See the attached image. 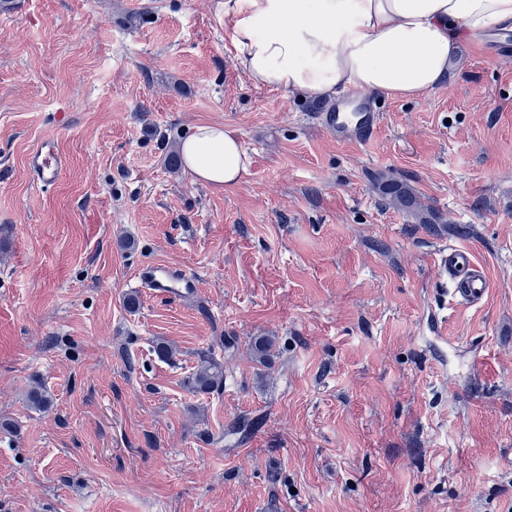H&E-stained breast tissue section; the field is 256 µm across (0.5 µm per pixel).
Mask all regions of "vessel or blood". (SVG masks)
I'll list each match as a JSON object with an SVG mask.
<instances>
[{
    "instance_id": "obj_1",
    "label": "vessel or blood",
    "mask_w": 512,
    "mask_h": 512,
    "mask_svg": "<svg viewBox=\"0 0 512 512\" xmlns=\"http://www.w3.org/2000/svg\"><path fill=\"white\" fill-rule=\"evenodd\" d=\"M316 120L338 140L368 142L380 123L364 94L353 92L340 97ZM30 166L37 183L50 186L59 179L63 160L53 141H42L30 154ZM437 268L443 281L452 285L457 305L479 304L487 295L489 283L483 268L472 253L461 246L442 248L437 254ZM140 287L165 298L187 297L199 291L198 278L161 262H152L139 270Z\"/></svg>"
}]
</instances>
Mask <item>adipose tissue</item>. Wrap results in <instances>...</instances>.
Here are the masks:
<instances>
[{"label":"adipose tissue","mask_w":512,"mask_h":512,"mask_svg":"<svg viewBox=\"0 0 512 512\" xmlns=\"http://www.w3.org/2000/svg\"><path fill=\"white\" fill-rule=\"evenodd\" d=\"M510 25L512 0H224V46L249 82L321 100L423 97L447 84L465 42ZM180 150L189 176L214 188L249 174L222 124H197Z\"/></svg>","instance_id":"adipose-tissue-1"}]
</instances>
